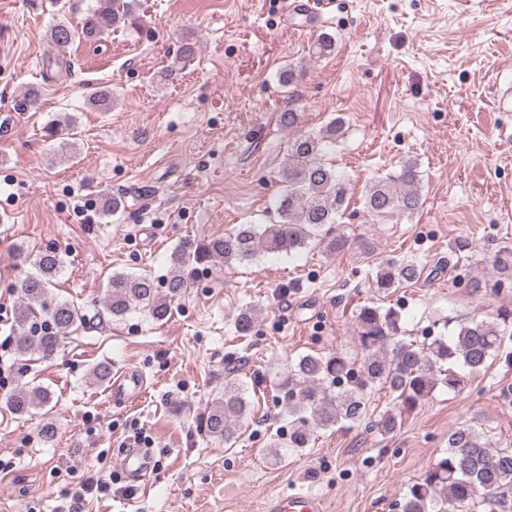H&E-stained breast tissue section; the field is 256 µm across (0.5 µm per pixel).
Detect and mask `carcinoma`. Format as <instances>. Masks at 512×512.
Instances as JSON below:
<instances>
[{
	"instance_id": "obj_1",
	"label": "carcinoma",
	"mask_w": 512,
	"mask_h": 512,
	"mask_svg": "<svg viewBox=\"0 0 512 512\" xmlns=\"http://www.w3.org/2000/svg\"><path fill=\"white\" fill-rule=\"evenodd\" d=\"M81 22V30L62 20L49 29L50 42L58 49L69 47L77 35L96 39L113 27L139 25L137 0H93ZM90 103L107 111L112 107V90L97 87ZM343 127L341 118L332 120L324 133L300 134L288 140V167L282 172L284 186L276 200L277 224H241L200 243L195 248L174 252L169 276L158 284L148 275L114 273L101 301L113 319L141 311L156 322L165 320L174 301L189 288L185 268L214 259L225 263L250 261L260 253H291L303 248L313 234L334 224L348 203L349 188L324 158L326 143ZM417 163L408 160L399 172L374 180L362 196L364 207L376 217L395 214L411 216L423 205L416 188ZM64 266L58 252L47 249L34 262L35 273L21 285L22 300L15 312L16 343L23 354L44 358L54 354L63 338L77 330L83 314L69 301L52 295L53 279ZM424 266L414 261L385 259L379 262L375 288L388 293L393 288L420 280ZM465 287L512 288V247L496 250L490 276L470 277ZM253 309H241L234 328L249 336L256 328ZM356 333L362 361L353 368L342 352L307 354L273 377L278 402L288 414V447L304 448L314 431L341 422L359 424L368 413L372 389L389 388L396 394L399 412L388 411L377 428L389 434L398 426L402 412L412 411L428 400L437 385L458 392L466 386V373L482 370L499 355L512 365V307L503 306L490 317L458 321L448 337L439 336L421 348L404 341V321L394 308L365 305L356 315ZM51 400L41 386L23 387L9 398L17 415L44 408ZM248 401L243 381L236 370L227 369L224 391L212 400L206 419L210 435L228 439L234 425L245 418ZM512 489V450L494 448L469 428L448 435V448L398 503L399 512H464L477 497L490 509L506 508V492Z\"/></svg>"
}]
</instances>
